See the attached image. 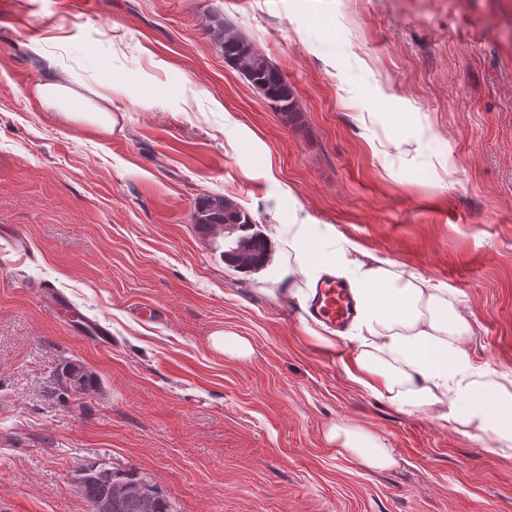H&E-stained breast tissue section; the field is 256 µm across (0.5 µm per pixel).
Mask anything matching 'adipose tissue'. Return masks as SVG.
I'll return each mask as SVG.
<instances>
[{"mask_svg": "<svg viewBox=\"0 0 512 512\" xmlns=\"http://www.w3.org/2000/svg\"><path fill=\"white\" fill-rule=\"evenodd\" d=\"M33 98L46 112L111 133L109 105L78 94L52 73L37 81ZM270 236L288 262L281 291L307 303L322 274L342 278L357 314L347 333L355 345L349 380L397 412L423 415L468 438H488L492 454L512 456V379L474 366L465 349L472 333L456 297L405 264L339 239L328 224H274ZM327 442L358 463L387 470L392 448L361 426L330 424Z\"/></svg>", "mask_w": 512, "mask_h": 512, "instance_id": "adipose-tissue-1", "label": "adipose tissue"}]
</instances>
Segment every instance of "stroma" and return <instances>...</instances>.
Masks as SVG:
<instances>
[{
  "label": "stroma",
  "instance_id": "1",
  "mask_svg": "<svg viewBox=\"0 0 512 512\" xmlns=\"http://www.w3.org/2000/svg\"><path fill=\"white\" fill-rule=\"evenodd\" d=\"M218 17L281 70L302 127L216 52ZM53 71L110 97L112 133L40 110L31 89ZM206 195L261 233L329 224L447 285L474 365L512 375V0H9L0 512H91L80 462L135 468L177 512H512V458L350 382L353 344L310 338L274 290L281 262L235 270L223 234L193 224ZM75 313L107 323L111 348ZM218 329L251 361L215 351ZM69 360L97 379L77 398L55 384ZM337 421L396 465L327 444ZM210 343L215 350L238 362L249 361L254 352L251 342L246 337L224 329L215 330L210 336ZM324 438L370 469L388 470L397 463L393 449L380 436L364 427L332 423L325 429Z\"/></svg>",
  "mask_w": 512,
  "mask_h": 512
}]
</instances>
